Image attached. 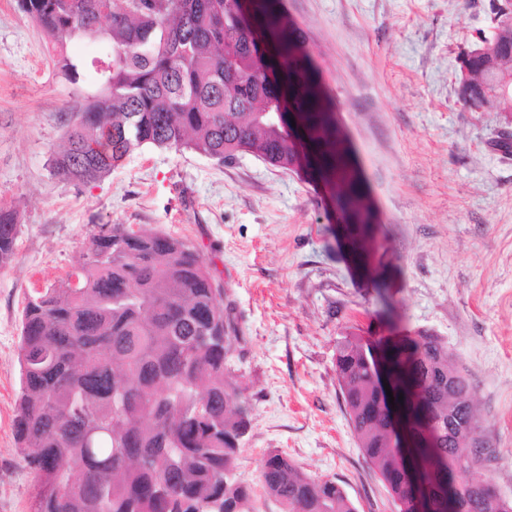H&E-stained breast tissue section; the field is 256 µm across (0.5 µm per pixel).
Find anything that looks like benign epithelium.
Returning <instances> with one entry per match:
<instances>
[{"label": "benign epithelium", "instance_id": "7a95c632", "mask_svg": "<svg viewBox=\"0 0 512 512\" xmlns=\"http://www.w3.org/2000/svg\"><path fill=\"white\" fill-rule=\"evenodd\" d=\"M512 45V20L499 23L460 61L459 95L469 107L493 105L512 115V69L504 65V48Z\"/></svg>", "mask_w": 512, "mask_h": 512}]
</instances>
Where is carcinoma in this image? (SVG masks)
I'll use <instances>...</instances> for the list:
<instances>
[{
    "instance_id": "carcinoma-1",
    "label": "carcinoma",
    "mask_w": 512,
    "mask_h": 512,
    "mask_svg": "<svg viewBox=\"0 0 512 512\" xmlns=\"http://www.w3.org/2000/svg\"><path fill=\"white\" fill-rule=\"evenodd\" d=\"M17 4L55 49L106 44L89 62L58 60L65 80L88 84L52 159L62 180L99 181L144 146L221 163L249 153L307 166L348 223H372L335 105L279 0H257L251 20L236 0H112L106 16L98 0ZM288 110L299 123L275 116ZM19 231L0 207V268ZM231 311L195 246L124 224L92 237L69 280L28 297L13 426L34 474L31 512H255L234 470L250 403L225 380L240 340ZM453 357L425 331L343 337L336 374L359 448L399 512H512L474 477L492 453ZM463 431L469 448L458 447ZM261 481L283 512H357L342 485L277 450Z\"/></svg>"
}]
</instances>
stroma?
Masks as SVG:
<instances>
[{"label":"stroma","mask_w":512,"mask_h":512,"mask_svg":"<svg viewBox=\"0 0 512 512\" xmlns=\"http://www.w3.org/2000/svg\"><path fill=\"white\" fill-rule=\"evenodd\" d=\"M492 3L284 0L375 210L357 263L329 189L250 154L146 146L99 182L60 180L51 158L80 88L16 0H0V205L20 224L0 268V512L30 510L13 431L25 301L66 280L104 224L184 239L223 286L241 336L231 378L251 403L235 470L255 512H281L260 482L271 449L343 485L358 512H399L340 394L336 343L350 333L447 342L493 450L477 477L512 498V152L498 148L512 121L468 108L456 83L460 57L493 31Z\"/></svg>","instance_id":"35a3bbf8"}]
</instances>
